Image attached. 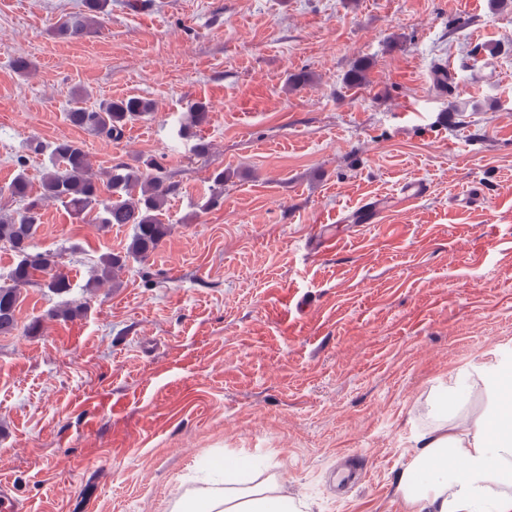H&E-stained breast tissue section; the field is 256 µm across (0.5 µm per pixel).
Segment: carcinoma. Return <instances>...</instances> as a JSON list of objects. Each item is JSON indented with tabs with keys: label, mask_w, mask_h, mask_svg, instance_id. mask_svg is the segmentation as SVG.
<instances>
[{
	"label": "carcinoma",
	"mask_w": 512,
	"mask_h": 512,
	"mask_svg": "<svg viewBox=\"0 0 512 512\" xmlns=\"http://www.w3.org/2000/svg\"><path fill=\"white\" fill-rule=\"evenodd\" d=\"M107 0H83V10L65 17L56 25V34L62 38H78L103 24ZM373 62L367 57L356 59L344 74L343 83L362 87L369 83ZM155 111L153 100L128 96L103 101L95 110L74 107L67 112L73 126L116 140L122 137L127 125ZM208 112L202 102L192 104L178 129L181 136L194 137L195 155L208 151V144L195 129L206 123ZM18 172L8 186L10 196L22 203L13 214H0V244L8 247L16 262L0 285V334L16 328V313L20 290L35 284V274L45 272L56 254L35 251L33 240L42 224L43 207L60 203L72 216L84 223L110 227L129 224L133 234L125 251L101 255L91 267L86 287L94 289L114 279L129 259H147L168 236L171 225L162 222L173 185L168 182L166 170L156 159L131 162L119 161L104 172L93 171L86 151L68 138L58 139L51 149V167L43 173L39 193L31 192L26 173L27 157L16 159ZM211 193L204 203L210 208L220 204L224 197V171L212 174ZM44 286L54 294L71 291L68 277L57 272Z\"/></svg>",
	"instance_id": "cac0c4a2"
}]
</instances>
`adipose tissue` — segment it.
<instances>
[{"mask_svg":"<svg viewBox=\"0 0 512 512\" xmlns=\"http://www.w3.org/2000/svg\"><path fill=\"white\" fill-rule=\"evenodd\" d=\"M402 470V512H512V407L489 403L473 423L432 427ZM213 484L178 499L172 512H301L274 476L258 478L249 459L213 458Z\"/></svg>","mask_w":512,"mask_h":512,"instance_id":"adipose-tissue-1","label":"adipose tissue"}]
</instances>
